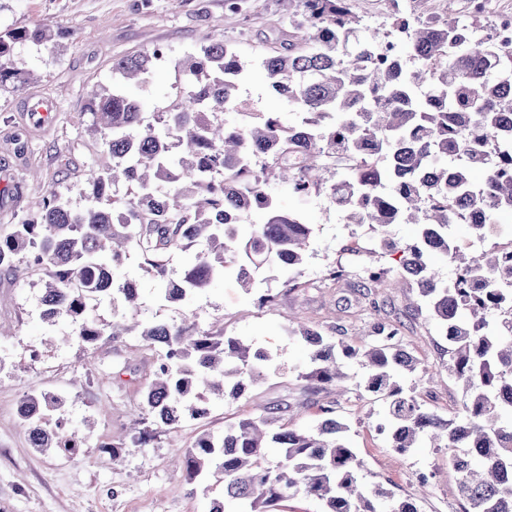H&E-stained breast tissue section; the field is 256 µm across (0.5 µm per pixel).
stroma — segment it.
Listing matches in <instances>:
<instances>
[{
  "instance_id": "stroma-1",
  "label": "stroma",
  "mask_w": 512,
  "mask_h": 512,
  "mask_svg": "<svg viewBox=\"0 0 512 512\" xmlns=\"http://www.w3.org/2000/svg\"><path fill=\"white\" fill-rule=\"evenodd\" d=\"M50 25L54 44L17 46L14 65L37 80L21 89L0 87V236L28 218L49 191L80 202L83 175L109 157L88 131L86 91L110 84L113 59L165 47L169 61L155 71L149 90L139 91L146 115L166 110L180 95L174 60L200 48L204 35L232 42L245 61L287 38L278 0H245L243 14L227 16L224 0H0V32ZM33 92L50 96L57 110L45 130L30 131L18 103ZM311 224L307 258L301 269L302 291L283 293L284 273H270L265 286L278 293L276 308L259 310L255 294L229 282L218 283L191 300L158 301L153 278L129 259L115 279L131 278L142 291L144 316L170 324L192 320L202 328L224 326L268 351L272 367L250 393L237 400L217 396L201 421L185 420L163 428L142 448L128 442L140 428L142 395L153 379L157 349L139 337L81 345L72 340L68 319L51 324L40 316V273L13 278L0 273V512H208L212 491L190 487L170 464L174 447H193L205 432L221 435L225 424L249 416L255 404L278 407L283 427L311 428L318 406L333 399L332 390L311 391L299 377L308 364V349L288 336V319L300 318L319 330L342 319L345 344L361 349L372 341L371 310L350 290L368 264L378 236L366 224L347 223L344 213L324 191L305 204ZM339 264L350 280L328 286L325 275ZM404 323L401 346L428 370L435 383L417 379L416 395L428 409L451 420L462 411L463 391L447 369L448 342L415 290L387 291ZM349 390L341 419L348 440L365 462L363 480L390 488L396 496H418L419 512H463L457 475L448 451L424 444L399 453L376 430L382 405L361 385L364 371L349 363ZM63 396L60 417L82 429L78 455L41 453L33 448L18 408L29 397ZM436 472L426 495H419L417 471Z\"/></svg>"
}]
</instances>
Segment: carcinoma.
<instances>
[{"label": "carcinoma", "instance_id": "cac0c4a2", "mask_svg": "<svg viewBox=\"0 0 512 512\" xmlns=\"http://www.w3.org/2000/svg\"><path fill=\"white\" fill-rule=\"evenodd\" d=\"M282 22L291 39L257 59L274 96L298 120L285 125L278 112H259L248 123L224 117L238 110L247 63L233 43L211 39L176 62L185 90L181 102L148 120L126 84L145 87L159 63L150 52L112 62V83L93 91L88 113L96 140L112 164L84 178L83 205L55 191L37 214L0 239V270L44 272L41 317L68 318L76 338L94 343L106 336L134 335L159 347L155 379L143 394L147 419L157 427L182 417L200 420L198 394L238 399L265 376L269 353L224 328L201 329L132 316L131 323L100 324L89 318L87 300L110 295L140 308L133 279L114 280L125 259H139L160 296L184 302L218 280L249 292L266 271L301 272L312 235L303 206L314 191L327 190L350 224H368L379 235L377 258L364 269L368 288L414 283L438 331L448 341V372L461 382L463 414L445 420L422 405L399 377L418 373L417 360L396 342L397 322L388 314L373 323L374 343L364 352L338 345L303 323L288 334L309 347L308 381L347 390L346 360L361 358L364 388L383 400L378 431L405 452L427 441L453 448L465 512H512V325L489 317L512 311V261L495 249L466 256L448 230L463 213L479 214L469 228L480 238L487 226L504 229L512 215V174L495 162L484 178H471V141L489 134L498 154L512 161V51L482 40V24L395 8L386 24L362 23L350 0H285ZM395 38V55L376 62L382 33ZM48 25L0 33V86L30 83L13 66L18 45H47ZM344 153L357 165L344 173L321 160ZM288 189L295 207L282 212L270 189ZM112 202V207L103 206ZM262 210V224L241 216ZM391 224H416L418 238L403 245L387 235ZM176 251L190 252L178 279L169 274ZM394 256L396 267L380 263ZM443 256L454 276L439 279L433 261ZM336 400L319 406L313 429L272 428L274 408L257 409L224 426L216 438L200 435L179 449L175 462L190 485L211 477L223 485L210 512H279L298 495L319 500L323 512H418L380 485L363 483L362 462L336 418ZM38 397L20 416L34 448L43 453L79 442L76 433L48 427ZM281 450L276 464L267 449Z\"/></svg>", "mask_w": 512, "mask_h": 512}]
</instances>
